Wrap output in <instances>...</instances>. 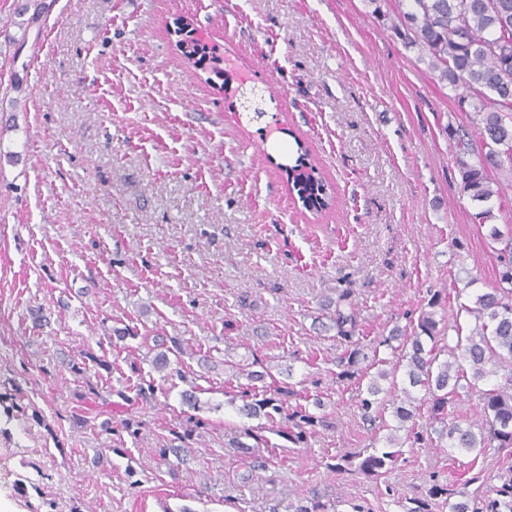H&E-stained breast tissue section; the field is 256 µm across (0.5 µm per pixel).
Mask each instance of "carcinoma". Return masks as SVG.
<instances>
[{"instance_id": "carcinoma-1", "label": "carcinoma", "mask_w": 512, "mask_h": 512, "mask_svg": "<svg viewBox=\"0 0 512 512\" xmlns=\"http://www.w3.org/2000/svg\"><path fill=\"white\" fill-rule=\"evenodd\" d=\"M407 7L402 16L410 25L406 39L428 56L440 80L466 92L463 100L485 113L480 150L464 132H455L456 163L461 192L478 203H487L512 186V0H399ZM298 156L285 170L288 187L297 191L305 209L320 212L329 206L328 184L309 160V151L296 142ZM488 237L499 270V286L476 295L473 305L438 289L433 291L427 309L421 311L416 328L409 334L392 330L382 340L367 341L353 305V292L342 291L335 302L333 327L348 344L339 364L346 370L338 377H353V368L367 359L364 348H373L371 363L381 369L370 378L358 408L361 419L372 428L388 431L384 446L343 454L330 465L336 471L346 467L373 481L387 474L403 455L397 432L419 444L425 441L417 419L427 409L430 432L446 440L451 451L475 454L486 449L512 453V230L503 232L492 224ZM456 300L457 312H465L474 324L465 329L456 321L452 327L456 341L448 344V328L435 319L436 309ZM396 339L391 356H380V347ZM89 362L107 369L110 362L90 349H82L72 360L71 369L80 373ZM405 368L408 386L398 382L399 368ZM244 372V369H239ZM246 373V372H244ZM253 384L242 388V395L255 396L242 412L247 416L264 414L271 430L293 444H306L321 424L316 410L323 407L294 390V386L275 380L256 390L254 383L265 379L261 372L246 373ZM388 386H382V383ZM424 391L422 397L413 389ZM481 393L479 423L463 425L457 407L465 394ZM384 399H379V395ZM298 399L291 411L285 410L288 398ZM0 407L6 417L17 413L45 423L41 411L24 403L17 393H1ZM392 408L397 425L386 423L383 415ZM495 496L471 497L470 477L455 488L433 483L420 497L409 500L405 512H512V471L499 476Z\"/></svg>"}]
</instances>
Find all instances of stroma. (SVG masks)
Masks as SVG:
<instances>
[{
  "label": "stroma",
  "instance_id": "1",
  "mask_svg": "<svg viewBox=\"0 0 512 512\" xmlns=\"http://www.w3.org/2000/svg\"><path fill=\"white\" fill-rule=\"evenodd\" d=\"M398 12L375 15L368 0H0V380L46 419L0 418V512L43 499L51 512H293L315 497L400 512L432 480H455L466 455L427 443L379 483L330 468L373 440L325 306L351 289L365 331L385 337L431 290L469 304L499 281L449 136L479 135L484 115L407 45ZM183 21L269 86L278 132L238 123L221 79L178 51ZM300 141L334 197L318 215L278 169ZM156 335L181 376L155 371ZM87 346L116 370L73 373ZM234 363L304 382L324 426L300 446L270 434L228 394ZM141 374L155 379L147 404L127 390ZM91 385L102 400L78 401ZM189 389L197 407L182 402ZM238 425L267 436L254 448L265 467L230 445ZM37 464L49 478L21 496Z\"/></svg>",
  "mask_w": 512,
  "mask_h": 512
}]
</instances>
